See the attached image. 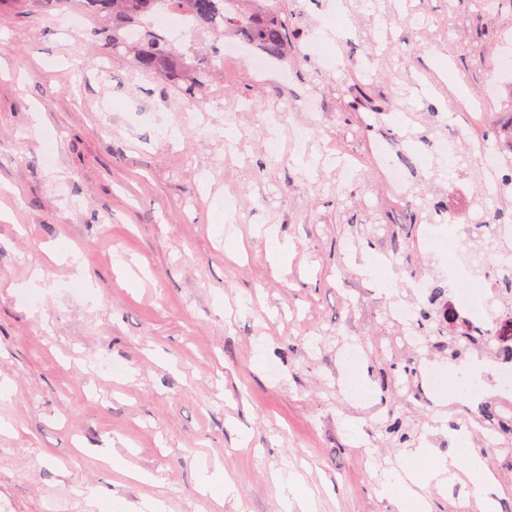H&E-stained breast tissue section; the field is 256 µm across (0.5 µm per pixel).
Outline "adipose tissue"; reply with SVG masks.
Segmentation results:
<instances>
[{
    "mask_svg": "<svg viewBox=\"0 0 512 512\" xmlns=\"http://www.w3.org/2000/svg\"><path fill=\"white\" fill-rule=\"evenodd\" d=\"M408 456L420 459L421 467L415 469L409 463L402 465L400 471L395 472L384 485L385 493L395 494L399 512H425V505L416 491L417 485L441 481L443 475L456 468L466 472L475 493L482 498H489L495 491V480L481 456L470 455L461 459L452 454L439 457L427 448L411 450Z\"/></svg>",
    "mask_w": 512,
    "mask_h": 512,
    "instance_id": "1",
    "label": "adipose tissue"
}]
</instances>
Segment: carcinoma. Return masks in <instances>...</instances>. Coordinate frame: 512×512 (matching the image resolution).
<instances>
[{
  "label": "carcinoma",
  "instance_id": "1",
  "mask_svg": "<svg viewBox=\"0 0 512 512\" xmlns=\"http://www.w3.org/2000/svg\"><path fill=\"white\" fill-rule=\"evenodd\" d=\"M24 6L44 13L58 10L67 2L82 6L86 16L95 22L98 39L117 52L123 48L132 54L135 70L146 77L165 80L184 100L191 102L202 93L214 72V61L220 53L218 40L188 58L172 43L152 29L143 27L158 0H21ZM170 6L193 17L196 29L223 35L235 33L249 46L270 55H282L288 50V29L272 9L258 0H168ZM444 288L433 283L429 306L417 313V324L431 328L438 345L448 349V359L458 363L468 348H487L498 354V343L512 340V276L501 286V298L506 318L494 341L461 334L457 326L442 321L436 305L443 299Z\"/></svg>",
  "mask_w": 512,
  "mask_h": 512
}]
</instances>
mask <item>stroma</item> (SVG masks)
Here are the masks:
<instances>
[{"label":"stroma","instance_id":"35a3bbf8","mask_svg":"<svg viewBox=\"0 0 512 512\" xmlns=\"http://www.w3.org/2000/svg\"><path fill=\"white\" fill-rule=\"evenodd\" d=\"M329 5L275 0L287 55L261 73L225 59L198 111L106 55L77 7L44 15L0 0V180L20 190H0L13 213L0 220V389L12 392L0 400V512L60 500L99 512L98 496L122 512L150 499L165 512H300L283 475L315 512H398L382 484L407 451H456L448 420L460 410L407 403L382 379L412 360L448 362L429 338L395 346L410 325L394 305L436 276L420 225L512 222V185L484 197L480 157L498 149L512 171V72L494 68L512 48V0L492 11L484 0H343L344 35L330 43L340 69L308 49ZM226 124L243 142L229 160ZM404 136L415 148L398 163L413 186L399 198L377 156ZM274 238L286 261L272 258ZM380 251L396 269L373 294L363 274ZM350 342L368 404L336 382ZM102 358L117 373L95 370ZM392 413L407 441L388 432ZM202 463L233 494H200ZM418 492L431 512L483 505L460 469Z\"/></svg>","mask_w":512,"mask_h":512}]
</instances>
